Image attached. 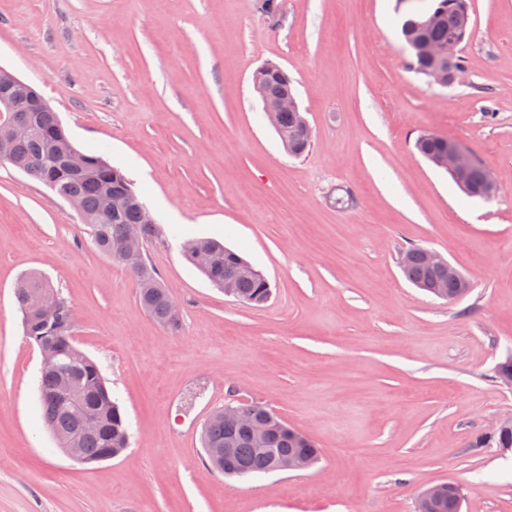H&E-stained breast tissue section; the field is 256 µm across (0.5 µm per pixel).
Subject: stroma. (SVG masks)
<instances>
[{"instance_id":"1","label":"stroma","mask_w":512,"mask_h":512,"mask_svg":"<svg viewBox=\"0 0 512 512\" xmlns=\"http://www.w3.org/2000/svg\"><path fill=\"white\" fill-rule=\"evenodd\" d=\"M0 0V68L39 90L75 143L133 181L159 233L147 262L180 307L160 326L136 281L50 189L0 164V512H415L451 483L461 512H512V0H469L464 71L411 65L396 0ZM283 67L310 124L290 156L254 72ZM436 133L488 166L467 196L414 149ZM353 202H331L339 189ZM213 237L269 281L258 307L212 286L179 243ZM434 250L470 283L446 301L399 267ZM42 272L75 315L131 428L118 457L57 446L39 401L17 278ZM257 401L311 439V468L227 479L201 433Z\"/></svg>"}]
</instances>
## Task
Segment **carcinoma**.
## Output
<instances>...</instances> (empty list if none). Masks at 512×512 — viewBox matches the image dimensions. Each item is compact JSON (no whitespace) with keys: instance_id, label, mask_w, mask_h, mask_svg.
<instances>
[{"instance_id":"1","label":"carcinoma","mask_w":512,"mask_h":512,"mask_svg":"<svg viewBox=\"0 0 512 512\" xmlns=\"http://www.w3.org/2000/svg\"><path fill=\"white\" fill-rule=\"evenodd\" d=\"M433 6L437 21L430 26L423 25V17L419 14L401 16L400 31L405 43L432 42L442 50V56L437 59L415 54L412 65L424 76L433 67L448 64V45L460 47L469 29L467 0H433ZM262 80L270 98L276 99L282 94L284 83L278 69L264 73ZM304 121L300 111L279 113L277 134L281 141L288 143V152L295 156L306 153L312 144V138L301 137ZM60 132L61 122L53 110L31 113L29 128L18 133V152L10 165L48 186L63 199L77 198L83 205L81 221L94 246L103 253L112 254L132 230L139 234L141 240H148L156 227L144 222L140 207L142 198L136 191H131L128 199L123 197V188L130 181L122 170L95 154L88 155L90 164L81 173H69L59 165L51 167L48 160L51 153L74 148L70 140H54ZM447 145L448 139L432 133H425L416 141V149L428 160L444 151ZM114 197L122 198L123 204L115 212L107 214V203ZM181 252L189 263L193 262L196 253H207L209 262L201 268L202 274L224 292L247 299L253 306L264 304L271 294V286L265 276L239 253L217 240L186 239L181 243ZM401 270L410 283L422 290L432 284L439 285L444 299L448 301L458 300L468 292L463 282L448 278L447 269L429 268L418 247L406 250ZM129 272L138 281L141 306L160 325L179 329L180 323L172 321L168 308V291L159 282L155 271L146 266L142 270L131 268ZM54 293L56 290L49 281L36 272L22 276L15 287V298L28 341L50 352L51 364L41 369L39 383L42 416L59 447L75 445L84 449L85 464L108 460L127 448L129 426L92 359L87 357L75 366H60L73 345L70 327L74 324V315L70 303L61 296L58 297L57 309L46 314L41 312L44 297ZM66 377L77 391L84 410L97 418L96 427L83 428L70 402L62 396L63 379ZM237 407L242 410L239 419L224 420L220 409L204 426L203 445L207 462L213 469L226 477L240 478L268 474L273 471L277 460L294 455H302L314 462L318 460L319 451L314 442L297 433L282 418L271 419L273 413L265 406L240 402ZM268 420L272 431L261 448L255 442L250 425ZM226 448L230 449L227 454L224 453Z\"/></svg>"}]
</instances>
